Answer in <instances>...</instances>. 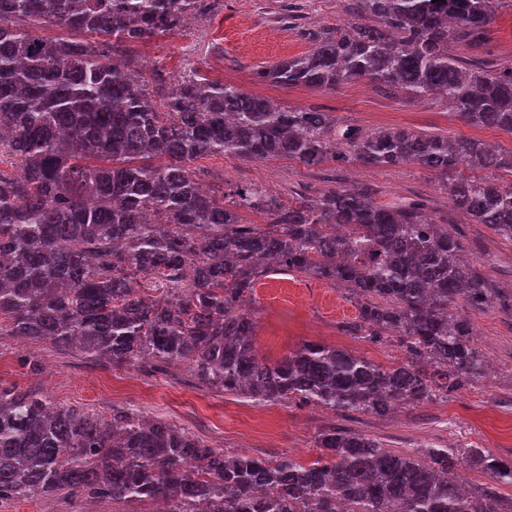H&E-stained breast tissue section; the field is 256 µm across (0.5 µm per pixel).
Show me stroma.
<instances>
[{"instance_id":"1","label":"stroma","mask_w":512,"mask_h":512,"mask_svg":"<svg viewBox=\"0 0 512 512\" xmlns=\"http://www.w3.org/2000/svg\"><path fill=\"white\" fill-rule=\"evenodd\" d=\"M281 0H222L220 7L195 17L186 33L165 35L136 46L140 70L163 63L174 89L186 60H193L209 78L224 76L243 90L290 107L316 109L338 122L365 130L408 127L454 140L476 133L446 107L411 102L355 80L335 90L283 88L258 81L261 67L306 53L310 43L281 16ZM199 183L232 196L238 188L260 185L288 198L350 185H368L380 201L422 200L435 220L451 211L448 194L437 176L414 164L389 168L360 165L316 168L285 158L242 161L211 157L192 162ZM468 240L481 247L476 264L494 287L512 290V240L497 236L482 224H464ZM247 303L255 322L254 343L269 363L291 354L302 343L347 349L378 365L392 367L405 359L398 337L372 342L350 335L347 324L358 309L353 296L334 283L309 275L275 271L259 279ZM468 319L483 355L492 356V373L477 385L465 386L443 399L403 404L383 415L339 419L332 411L298 400L258 403L224 395L188 382L182 366L153 369L131 364L114 367L93 361L74 349L48 343L0 338V384L49 395L60 405H80L103 415L124 409L174 423L216 448L259 459L286 453L302 462L316 459V435L342 421L391 448H488L512 457V316L495 308L471 311ZM40 364L30 372L23 359ZM0 512H121L120 506L95 499L37 497L5 501Z\"/></svg>"}]
</instances>
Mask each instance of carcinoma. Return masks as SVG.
Segmentation results:
<instances>
[{"label":"carcinoma","mask_w":512,"mask_h":512,"mask_svg":"<svg viewBox=\"0 0 512 512\" xmlns=\"http://www.w3.org/2000/svg\"><path fill=\"white\" fill-rule=\"evenodd\" d=\"M203 0H0V336L77 347L120 367L184 363L204 387L258 402L300 399L383 415L488 372L457 314L497 306L463 254L456 223L419 203H380L367 186L286 203L256 186L231 203L200 188L190 163L286 157L371 168L415 164L446 180L453 210L512 240V153L474 137L407 128L364 132L326 112L286 108L184 70L163 102L134 76L132 46L181 33ZM351 21L303 32L311 49L258 70L284 88L356 79L437 101L469 125L512 134V60L485 54L498 0H338ZM43 26L88 35L48 39ZM261 215L252 224L243 213ZM285 269L342 286L359 304L354 336L402 340L384 368L304 343L269 364L243 307L259 277ZM318 457L227 454L183 428L121 409L107 418L0 386V501L31 496L165 502L168 512H512V457L488 448H387L334 425ZM481 473L466 490L457 469Z\"/></svg>","instance_id":"cac0c4a2"}]
</instances>
